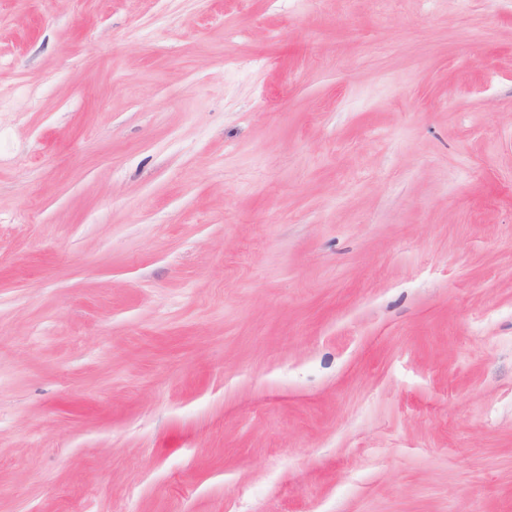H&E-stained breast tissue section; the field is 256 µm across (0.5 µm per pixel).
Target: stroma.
<instances>
[{"instance_id": "35a3bbf8", "label": "stroma", "mask_w": 512, "mask_h": 512, "mask_svg": "<svg viewBox=\"0 0 512 512\" xmlns=\"http://www.w3.org/2000/svg\"><path fill=\"white\" fill-rule=\"evenodd\" d=\"M0 512H512V0H0Z\"/></svg>"}]
</instances>
